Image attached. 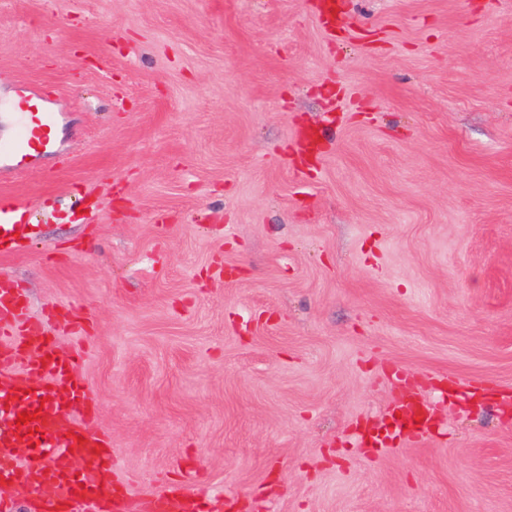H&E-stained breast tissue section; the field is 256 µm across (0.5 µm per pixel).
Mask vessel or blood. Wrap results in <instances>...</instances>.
Wrapping results in <instances>:
<instances>
[{"label": "vessel or blood", "mask_w": 512, "mask_h": 512, "mask_svg": "<svg viewBox=\"0 0 512 512\" xmlns=\"http://www.w3.org/2000/svg\"><path fill=\"white\" fill-rule=\"evenodd\" d=\"M15 134L0 143V157L28 158L39 153L52 126L51 113L41 111L37 97L19 102ZM31 233L29 225L16 224L0 209V241L19 244ZM0 361L14 365L15 375L0 380V401L10 403L25 396L44 405L29 422L43 450L24 460L0 458V512L10 504L48 488L52 500L45 512H184L191 501L187 488L168 485L158 499H136L113 480L112 456L105 435L89 422L91 391L80 372L78 351H59L52 337L28 315L22 295L0 280ZM411 410L415 425L395 431L403 441L422 442L433 434L429 408L420 401L397 403Z\"/></svg>", "instance_id": "obj_1"}]
</instances>
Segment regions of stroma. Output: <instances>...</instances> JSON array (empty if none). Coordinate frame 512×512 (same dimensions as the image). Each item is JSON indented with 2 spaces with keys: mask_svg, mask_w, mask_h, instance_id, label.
<instances>
[{
  "mask_svg": "<svg viewBox=\"0 0 512 512\" xmlns=\"http://www.w3.org/2000/svg\"><path fill=\"white\" fill-rule=\"evenodd\" d=\"M0 0V273L137 495L512 512V0ZM329 129L301 165L295 138ZM412 371L431 441L365 451ZM38 95H33L17 103L18 121L15 134L6 143H0V157L28 158L40 152L47 140L52 126L53 116L50 112H40ZM31 233L29 225L14 224L10 215L0 208V245L2 240H6L15 247Z\"/></svg>",
  "mask_w": 512,
  "mask_h": 512,
  "instance_id": "obj_1",
  "label": "stroma"
}]
</instances>
